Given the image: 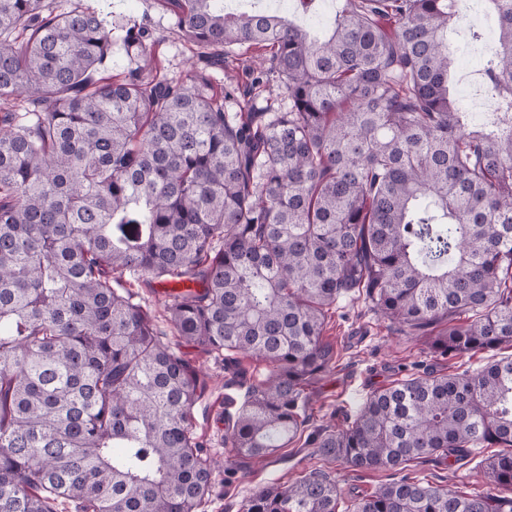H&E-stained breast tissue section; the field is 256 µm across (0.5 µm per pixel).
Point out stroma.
I'll return each mask as SVG.
<instances>
[{
    "instance_id": "35a3bbf8",
    "label": "stroma",
    "mask_w": 512,
    "mask_h": 512,
    "mask_svg": "<svg viewBox=\"0 0 512 512\" xmlns=\"http://www.w3.org/2000/svg\"><path fill=\"white\" fill-rule=\"evenodd\" d=\"M83 4L117 20L133 17L148 27L155 40L156 62L169 79L185 80L192 66L199 64L196 47L173 29L163 0H83ZM122 285L150 313L160 341L201 374L203 391L194 408L193 432L223 464L203 512H242L256 487L286 484L316 469L330 473L347 503L398 479L400 473L395 470L356 471L346 464L314 456L311 447L300 441L280 450L278 462L264 466L239 457L225 443L224 433L244 400L247 385L263 379L267 365L241 355L235 365L225 367L223 360L175 335L167 321L168 299L161 284L147 277L126 276ZM324 334L336 346L338 365L314 387L307 425L311 431L342 423L345 416L355 414L367 396L396 379L399 370L437 366L428 354L426 337L400 329L374 313L361 298L339 299L327 313ZM490 454V449L475 448L464 460L448 465L431 458L419 459L411 462L405 472L426 482L449 485L463 494L479 493L488 487L484 461Z\"/></svg>"
}]
</instances>
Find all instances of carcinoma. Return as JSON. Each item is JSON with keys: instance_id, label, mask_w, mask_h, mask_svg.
<instances>
[{"instance_id": "obj_1", "label": "carcinoma", "mask_w": 512, "mask_h": 512, "mask_svg": "<svg viewBox=\"0 0 512 512\" xmlns=\"http://www.w3.org/2000/svg\"><path fill=\"white\" fill-rule=\"evenodd\" d=\"M482 68L493 109L455 94L456 0H340L321 35L224 0H166L204 67L151 64L152 34L122 28L125 73L98 83L112 30L69 0H0V512H201L219 461L192 430L203 384L121 285H184L177 336L270 366L225 439L256 463L305 431L335 367L326 313L357 291L432 334L434 358L512 345V0ZM271 67L212 93L224 48ZM277 76L288 108L257 103ZM464 315L466 320L454 323ZM358 470L486 459L494 491L409 476L343 512H512V358L409 372L356 417L306 440ZM326 473L258 488L244 512H338Z\"/></svg>"}]
</instances>
